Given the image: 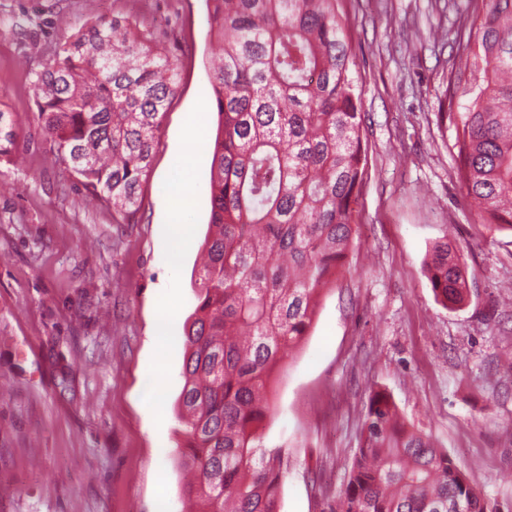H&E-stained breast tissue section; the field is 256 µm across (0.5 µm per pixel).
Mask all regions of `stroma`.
<instances>
[{"instance_id": "1", "label": "stroma", "mask_w": 512, "mask_h": 512, "mask_svg": "<svg viewBox=\"0 0 512 512\" xmlns=\"http://www.w3.org/2000/svg\"><path fill=\"white\" fill-rule=\"evenodd\" d=\"M367 154L345 264L308 336L270 378L260 432L288 458L280 512H336L371 389L512 512V230L482 224L457 176L456 71L471 0H338ZM133 18L178 59L133 223L86 203L36 121L34 81L85 23ZM205 0H0V512H195L179 450L185 324L209 220L217 133ZM206 148L185 167L187 131ZM193 188L180 254L169 194ZM470 297L445 308L424 274L441 240ZM174 307L159 317V298ZM164 413H157V404ZM18 138L9 112L0 108V157H10L18 151Z\"/></svg>"}]
</instances>
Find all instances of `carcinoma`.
Instances as JSON below:
<instances>
[{
	"instance_id": "1",
	"label": "carcinoma",
	"mask_w": 512,
	"mask_h": 512,
	"mask_svg": "<svg viewBox=\"0 0 512 512\" xmlns=\"http://www.w3.org/2000/svg\"><path fill=\"white\" fill-rule=\"evenodd\" d=\"M218 131L210 218L186 324L183 463L205 512H279L281 452L258 435L267 383L312 326L316 300L352 241L367 163L363 113L336 0H206ZM476 35L456 80L457 175L486 224L512 229V0H474ZM177 59L137 21L85 24L36 75L37 120L56 162L128 218L138 211L156 133L178 89ZM0 108V157L18 151ZM425 274L453 308L469 283L448 242ZM337 512H499L430 437L372 391Z\"/></svg>"
}]
</instances>
